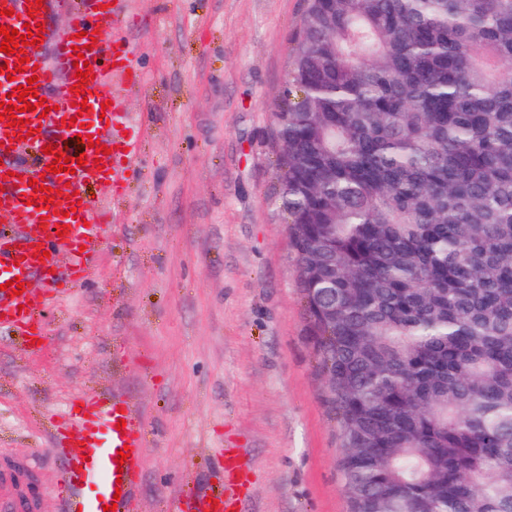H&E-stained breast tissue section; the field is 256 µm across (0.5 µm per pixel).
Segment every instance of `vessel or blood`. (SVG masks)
I'll use <instances>...</instances> for the list:
<instances>
[{
    "label": "vessel or blood",
    "mask_w": 512,
    "mask_h": 512,
    "mask_svg": "<svg viewBox=\"0 0 512 512\" xmlns=\"http://www.w3.org/2000/svg\"><path fill=\"white\" fill-rule=\"evenodd\" d=\"M123 0H88L86 6L73 0H42L40 10H33L30 0H0V25L9 29L44 24L43 43L24 47L27 64L19 56L0 52V66H22V73L7 78L0 73V104L15 105L18 88L30 85L44 97L48 114L23 112L33 128L32 136L23 138L9 133L0 122V329L22 336L24 343L41 340L42 310L56 288V270H65L73 283L89 278L95 266V248L99 245L109 211L106 206L84 197L87 185L109 182L118 187L138 157L139 144L126 136L133 122L130 113L121 111L113 101V86L123 81L135 83L134 71L125 50L105 51L103 44L85 49L83 33L107 30L121 19ZM72 7L69 26L61 32L49 28L48 21L57 6ZM84 57L93 68V77L85 88L88 97L72 90L76 82L77 57ZM63 95H56V87ZM87 100L89 107L78 111L76 104ZM89 135L110 147L106 156L78 142V135ZM66 147L72 157H83L84 164L74 173H50L52 155L44 146ZM42 179L57 192L53 202L35 199L31 182ZM65 234H58L59 225ZM39 234H30L33 226ZM20 280L25 290L14 295L5 284ZM41 280L44 290L35 293L34 280ZM65 419L54 426L51 456L57 461L55 480L64 490L60 512H103L114 506L126 512L137 494L144 465L145 439L133 404L109 392L80 393L71 401ZM127 458H120V450ZM183 498L187 512H244L246 503L239 491L230 488L212 493L187 492ZM18 496L11 470L0 472V512H16Z\"/></svg>",
    "instance_id": "vessel-or-blood-1"
}]
</instances>
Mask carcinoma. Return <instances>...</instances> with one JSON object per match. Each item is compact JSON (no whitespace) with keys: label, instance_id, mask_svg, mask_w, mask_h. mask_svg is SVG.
<instances>
[{"label":"carcinoma","instance_id":"1","mask_svg":"<svg viewBox=\"0 0 512 512\" xmlns=\"http://www.w3.org/2000/svg\"><path fill=\"white\" fill-rule=\"evenodd\" d=\"M274 102L350 512H512V0H304Z\"/></svg>","mask_w":512,"mask_h":512}]
</instances>
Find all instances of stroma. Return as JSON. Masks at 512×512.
<instances>
[{
  "label": "stroma",
  "mask_w": 512,
  "mask_h": 512,
  "mask_svg": "<svg viewBox=\"0 0 512 512\" xmlns=\"http://www.w3.org/2000/svg\"><path fill=\"white\" fill-rule=\"evenodd\" d=\"M302 0H127L141 158L111 197L95 274L43 313L33 351L0 336V458L37 457V512H58L50 417L111 389L147 448L131 512H183L243 448L251 512H349L296 254L270 202L272 103Z\"/></svg>",
  "instance_id": "35a3bbf8"
}]
</instances>
